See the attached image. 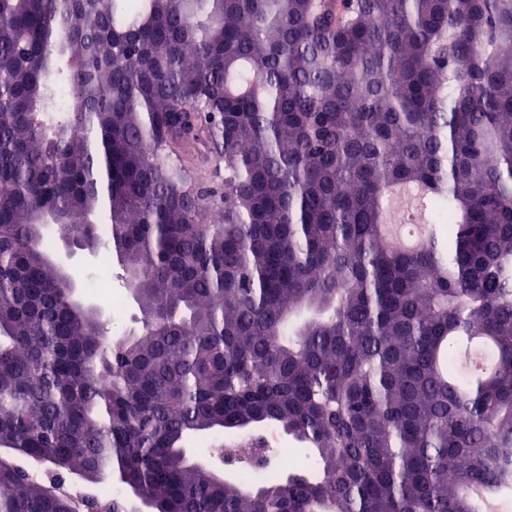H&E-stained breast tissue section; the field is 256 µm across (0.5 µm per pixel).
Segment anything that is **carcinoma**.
Wrapping results in <instances>:
<instances>
[{
	"label": "carcinoma",
	"mask_w": 512,
	"mask_h": 512,
	"mask_svg": "<svg viewBox=\"0 0 512 512\" xmlns=\"http://www.w3.org/2000/svg\"><path fill=\"white\" fill-rule=\"evenodd\" d=\"M55 225L136 273L138 331ZM1 235L0 512L77 509L28 464L112 512L512 501V0H0ZM259 425L314 468L186 455ZM281 435L283 437V441L287 443L288 448H283V441L280 438L279 432L275 430V427H271V429L266 431L264 436L265 447L276 448L272 452L271 464L266 466L263 471H248L245 476L251 478L255 482H263L269 479L273 474L282 475L288 472L294 468L295 465L294 457L289 448L294 449L297 457V463L311 464V461L304 459V456L310 454L307 448H304L301 444L289 440L288 437L282 433ZM217 436L218 435L216 433H206L196 437L190 445L191 454L202 461H212L219 465L222 470L225 472L228 471L226 477L235 480H242V475L238 474V471L240 470L239 467L230 470V468L218 458L217 453L219 447L217 446L218 443L215 441ZM221 437L222 436H218V441L223 443V439H221Z\"/></svg>",
	"instance_id": "carcinoma-1"
}]
</instances>
